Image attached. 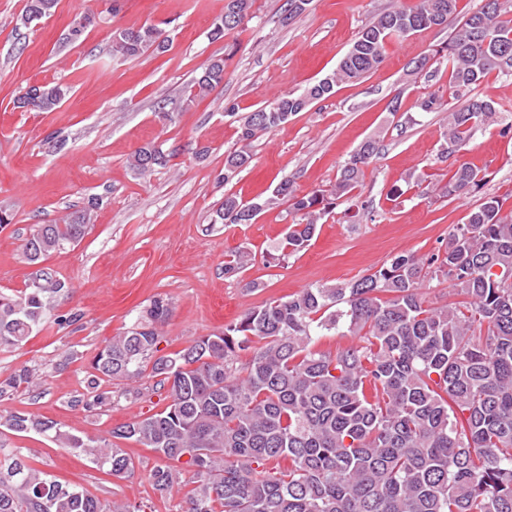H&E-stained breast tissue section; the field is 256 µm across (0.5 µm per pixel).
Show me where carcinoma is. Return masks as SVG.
Listing matches in <instances>:
<instances>
[{"label": "carcinoma", "mask_w": 512, "mask_h": 512, "mask_svg": "<svg viewBox=\"0 0 512 512\" xmlns=\"http://www.w3.org/2000/svg\"><path fill=\"white\" fill-rule=\"evenodd\" d=\"M57 0H27L26 26L51 15ZM252 0H228L212 37L242 26ZM461 18L446 46L448 83L463 93L495 72L512 77V5L484 0L460 16L459 0H401L361 32L336 69L299 94L284 93L239 126L243 146L227 155L224 180L245 166L249 147L303 111L377 69L384 48ZM168 39L153 26L116 28L112 50L124 58L167 51ZM224 83V60L211 61L188 87L203 96ZM68 88L32 85L19 108L53 111ZM491 100L468 97L448 110L441 157L459 152L473 130L494 121ZM370 137L342 165L330 193L298 195L283 179L273 198L255 209L224 197L213 224H249L263 207L286 199L299 219L288 225L277 261L303 250L321 216L361 187L364 168L379 154ZM169 154L155 145L138 149L133 169L164 167ZM479 171L460 164L448 181L450 196L480 187ZM97 199L51 224H38L24 255L35 265L80 241ZM486 196L431 255H398L358 280L315 286L272 299L202 336L191 346L157 356L169 300H153L138 322L114 336L93 358L92 377L132 381L144 376L167 389L162 410L112 429L99 445L64 425L31 413L4 423L23 433L50 436L60 448L92 457L117 479L135 471L120 443L132 440L156 453L149 478L162 497L181 496L180 512H512V216ZM251 252L224 261V275L246 270ZM450 281L458 299L428 307L419 293L427 277ZM68 294L49 268H37L24 292H0V349L16 348L40 327ZM359 337L334 352L313 347L330 332ZM241 352L251 353L241 368ZM23 367L6 381L18 390L39 384ZM275 466H270V463ZM185 468L190 480L181 477ZM0 512H146L141 504H103L81 487L31 468L18 452L0 457Z\"/></svg>", "instance_id": "obj_1"}]
</instances>
